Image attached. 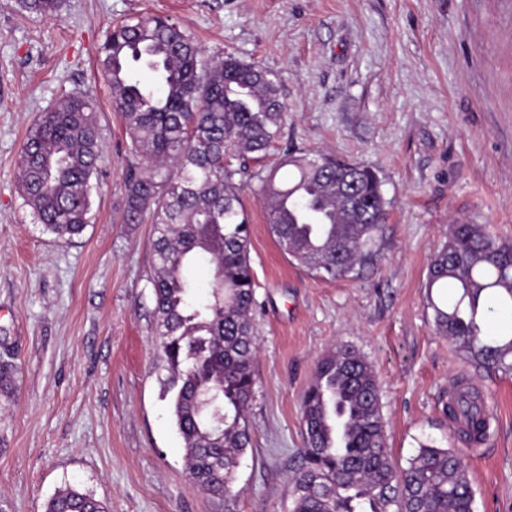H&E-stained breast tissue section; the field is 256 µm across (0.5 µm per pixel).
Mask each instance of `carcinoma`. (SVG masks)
<instances>
[{
	"instance_id": "obj_1",
	"label": "carcinoma",
	"mask_w": 512,
	"mask_h": 512,
	"mask_svg": "<svg viewBox=\"0 0 512 512\" xmlns=\"http://www.w3.org/2000/svg\"><path fill=\"white\" fill-rule=\"evenodd\" d=\"M62 0H16L19 10L58 15ZM147 164L125 178L124 223L153 224L151 279L156 341L166 371L163 395L182 439L187 473L203 491L234 495L236 467L252 437L245 412L255 379V306L248 219L232 161L261 158L282 131L287 104L273 75L227 55L208 60L170 19L147 15L112 28L98 61ZM154 75L143 82L137 69ZM93 99L62 96L31 127L21 148L20 193L37 223L68 242L90 222L91 178L102 161ZM281 180L263 181L271 234L291 261L326 280L349 278L378 256L387 219L382 183L368 166L322 151L285 149ZM210 270L202 294L189 269ZM453 286L447 301L442 289ZM427 307L436 330L472 365L512 372V329L486 334L498 310L512 311V242L486 224L458 221L431 256ZM16 365L0 359V391ZM304 448L290 480L289 512H474L464 458L422 444L399 470L391 460L379 387L366 361L338 348L317 364L302 398ZM451 414L484 435L481 407L462 393ZM45 512H107L75 484L58 489Z\"/></svg>"
}]
</instances>
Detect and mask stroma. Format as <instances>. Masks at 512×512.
<instances>
[{
	"instance_id": "obj_1",
	"label": "stroma",
	"mask_w": 512,
	"mask_h": 512,
	"mask_svg": "<svg viewBox=\"0 0 512 512\" xmlns=\"http://www.w3.org/2000/svg\"><path fill=\"white\" fill-rule=\"evenodd\" d=\"M172 19L206 57L232 54L277 74L288 114L244 186L256 353L246 413L252 446L232 500L188 477L160 390L152 226L127 224L131 151L98 56L112 26ZM81 90L97 102L103 161L92 219L64 244L19 193L22 142L42 112ZM373 169L390 202L380 257L321 280L291 264L269 231L261 180L285 147ZM512 241V0H63L57 17L0 0V502L44 512L65 483L109 512H288L303 446L301 397L318 361L354 349L380 388L395 466L420 444L461 451L475 512H512V374L476 371L435 329L426 273L453 219ZM474 385L489 417L471 447L446 407Z\"/></svg>"
}]
</instances>
